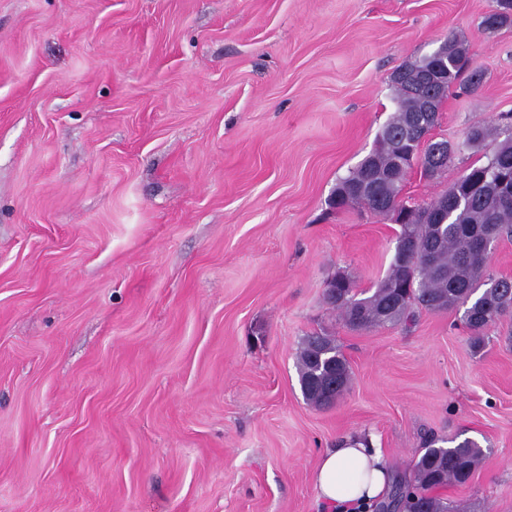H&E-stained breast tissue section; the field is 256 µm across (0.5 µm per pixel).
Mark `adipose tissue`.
<instances>
[{"instance_id":"ef3b65f1","label":"adipose tissue","mask_w":512,"mask_h":512,"mask_svg":"<svg viewBox=\"0 0 512 512\" xmlns=\"http://www.w3.org/2000/svg\"><path fill=\"white\" fill-rule=\"evenodd\" d=\"M391 467L382 449L353 439L326 449L313 472L322 512H372L389 493Z\"/></svg>"}]
</instances>
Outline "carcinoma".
Instances as JSON below:
<instances>
[{
  "mask_svg": "<svg viewBox=\"0 0 512 512\" xmlns=\"http://www.w3.org/2000/svg\"><path fill=\"white\" fill-rule=\"evenodd\" d=\"M490 12L494 23L488 29L512 24V0H492ZM451 41L457 50L439 60L433 76L450 88L480 84L481 72H467L460 62L461 55L469 52L467 44L456 37ZM394 89L395 110L377 139L380 149L339 178L333 205L338 211L361 206L400 225L397 247L386 275L371 294L358 296L342 274L336 295L324 297V302L353 330L407 327L419 310L441 312L462 306L472 333L471 347L480 348L486 330L512 313V282L489 273L492 250L476 253L484 239L494 244L512 236V200L498 191V182L512 183V136L500 140L492 126L472 125L462 144L448 143L447 163L453 162L463 146L483 152L486 161L473 162L448 189L412 209L403 192L420 144L405 129L415 122L430 133L439 124L440 113L429 111L421 88L396 82ZM410 209L418 212V219L402 221ZM297 365L302 393L315 407L327 405L325 392L338 398L349 385L348 362L327 333L303 339ZM482 457L473 439L448 448L437 447L430 439L413 465L411 478L395 482L391 499L401 512H454L433 491L466 483Z\"/></svg>",
  "mask_w": 512,
  "mask_h": 512,
  "instance_id": "carcinoma-1",
  "label": "carcinoma"
}]
</instances>
